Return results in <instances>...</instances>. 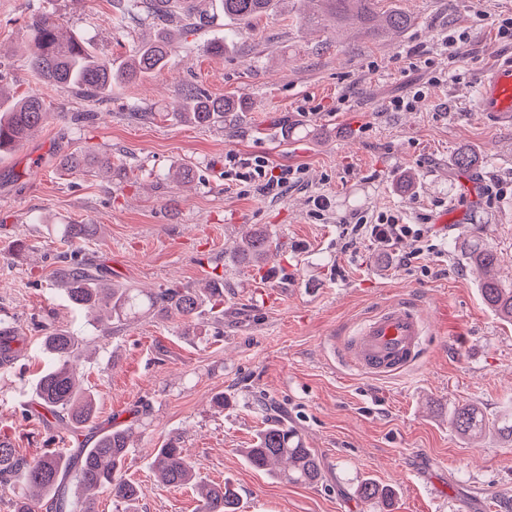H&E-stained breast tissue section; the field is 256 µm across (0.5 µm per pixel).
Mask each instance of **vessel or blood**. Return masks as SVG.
Wrapping results in <instances>:
<instances>
[{
  "instance_id": "vessel-or-blood-1",
  "label": "vessel or blood",
  "mask_w": 512,
  "mask_h": 512,
  "mask_svg": "<svg viewBox=\"0 0 512 512\" xmlns=\"http://www.w3.org/2000/svg\"><path fill=\"white\" fill-rule=\"evenodd\" d=\"M477 111L498 125L512 126V52L501 55L479 83ZM428 324L409 302L388 305L368 316L345 346L357 367L374 376H391L420 358Z\"/></svg>"
}]
</instances>
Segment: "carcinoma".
<instances>
[{"mask_svg": "<svg viewBox=\"0 0 512 512\" xmlns=\"http://www.w3.org/2000/svg\"><path fill=\"white\" fill-rule=\"evenodd\" d=\"M281 0H126L121 15L115 17L118 28L136 16L146 15L156 21L173 18L188 32L206 25L215 15L238 25L239 30L252 27L253 21L267 13ZM310 8L303 12L305 23H320L328 15L340 25L382 29L399 33L412 24L411 16L391 11L380 18L376 0H304ZM32 44L28 62L32 70L50 86L70 89L91 101L112 95V88L131 83L159 72L175 60L177 47L164 34L138 45L132 54L119 62L101 56L90 42L61 32L50 16L32 19ZM248 104L230 97L213 98L201 87L188 84L183 89L181 111L177 119L196 127L222 124L227 118L247 111ZM49 109L43 97L28 94L12 102L0 85V153L28 140L47 123ZM456 164L475 169L486 163L485 156L470 150L459 152ZM73 172H112V157L89 148L75 150L63 159ZM60 238L76 245L93 239L95 224H60L53 228ZM274 240L261 228H252L239 239L230 253L234 257L260 266L273 256ZM464 260L478 279L485 305L502 321L512 322V283H503L498 275L497 252L482 245L463 247ZM63 291L70 304L95 323H131L143 316L162 315L179 320L185 329L197 325L202 307L224 302V284L209 280L201 288H160L156 291L109 283L82 260L71 263L64 272ZM45 349L51 356L35 385L38 404L50 415L84 426L95 418V397L77 375L75 361L81 356L82 341L73 333L56 329L45 336ZM456 432L467 438L481 435L492 426L512 438V411L494 421L472 404L458 405L449 412ZM134 428L113 426L100 433L91 448L69 453L65 448L49 450L27 460L16 455L10 443L0 440V487H9L16 496L15 512H36L48 500L55 512H96L95 494L107 491L121 512H136L138 485L123 476V469L133 448ZM250 467L295 485L313 486L321 478L320 461L306 446L302 436L281 422L260 430L252 448L241 449ZM150 469L165 487L194 489L199 512H241V497L230 482L208 483L197 477L194 461L184 452L180 438L170 436L155 450ZM358 496L372 504L391 501L393 491L372 481L357 486Z\"/></svg>", "mask_w": 512, "mask_h": 512, "instance_id": "1", "label": "carcinoma"}]
</instances>
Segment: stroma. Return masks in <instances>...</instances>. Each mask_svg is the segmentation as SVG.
Listing matches in <instances>:
<instances>
[{
    "label": "stroma",
    "mask_w": 512,
    "mask_h": 512,
    "mask_svg": "<svg viewBox=\"0 0 512 512\" xmlns=\"http://www.w3.org/2000/svg\"><path fill=\"white\" fill-rule=\"evenodd\" d=\"M123 3L0 0V83L18 96L41 94L51 112L40 133L0 154V324L27 347L0 368V437L30 460L52 446L89 447L100 426H135L125 470L140 487L138 512H197L191 489L159 485L148 467L169 435L202 480L237 487L243 512H372L355 494L363 478L395 489L392 512H488L496 493H512V442L492 430L462 439L448 412L473 403L492 418L512 406V324L484 305L461 256L463 245H490L502 279L512 278V127L475 109L481 74L512 50L495 26L512 0H379L413 23L375 36L306 27L298 12L277 8L215 55L205 47L224 36L219 15L180 39L170 66L95 106L28 68L29 24L41 13L116 61L154 39L160 27L149 20L114 26ZM462 31L468 41L449 60L445 41ZM413 51L431 69L404 71ZM433 70L449 71L447 83L412 111H387ZM190 83L244 99L248 110L209 128L177 121ZM88 111L92 121H72ZM83 147L111 155L120 174L61 166ZM463 147L489 165L457 168ZM258 156L303 176L275 195L238 181L240 160ZM180 165L194 169L192 183L167 179ZM408 174L416 180L406 192L399 181ZM448 208L461 217L437 225L440 256L409 258L407 243L392 257L368 241L344 247L342 232L358 217L395 211L414 224ZM55 224L99 225L76 250L116 283L196 288L223 276V321L209 317L190 332L160 316L109 330L89 322L62 291L59 272L75 249ZM253 225L278 242L273 274L224 254ZM403 299L431 325L422 359L396 376L361 372L343 355L347 337ZM54 328L83 340L89 354L79 368L97 400L96 427L56 438L31 411L45 364L40 339ZM220 393L221 410L212 404ZM272 415L314 448L318 484L285 483L244 463L240 449Z\"/></svg>",
    "instance_id": "obj_1"
}]
</instances>
